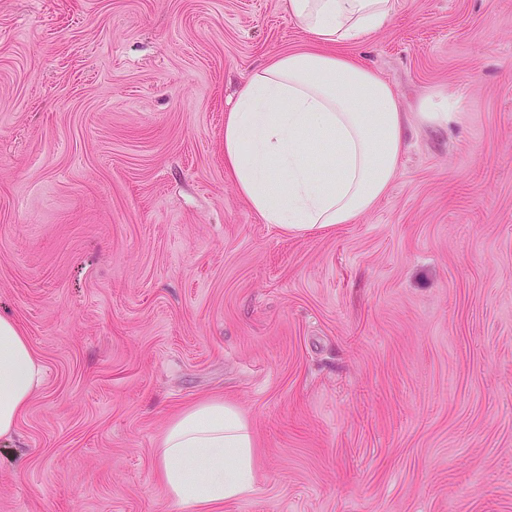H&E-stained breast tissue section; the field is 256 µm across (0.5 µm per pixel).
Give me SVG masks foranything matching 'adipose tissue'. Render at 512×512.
<instances>
[{
    "instance_id": "adipose-tissue-1",
    "label": "adipose tissue",
    "mask_w": 512,
    "mask_h": 512,
    "mask_svg": "<svg viewBox=\"0 0 512 512\" xmlns=\"http://www.w3.org/2000/svg\"><path fill=\"white\" fill-rule=\"evenodd\" d=\"M400 0H283L313 49L253 69L224 118V166L252 211L284 231L352 223L398 173L406 118L392 85L335 54L387 26ZM42 369L22 328L0 314V438L11 436ZM256 443L231 402L189 405L168 423L156 477L175 502L222 512L256 490Z\"/></svg>"
}]
</instances>
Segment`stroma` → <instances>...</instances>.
<instances>
[{
  "instance_id": "35a3bbf8",
  "label": "stroma",
  "mask_w": 512,
  "mask_h": 512,
  "mask_svg": "<svg viewBox=\"0 0 512 512\" xmlns=\"http://www.w3.org/2000/svg\"><path fill=\"white\" fill-rule=\"evenodd\" d=\"M310 44L282 0H0V313L43 368L0 512H192L155 452L210 398L258 444L223 512H512V0H402L345 47L394 87L399 172L287 234L224 115ZM422 121L437 126L448 125V121L454 118L455 112H448V100L437 99L430 100L422 107V112H418Z\"/></svg>"
}]
</instances>
